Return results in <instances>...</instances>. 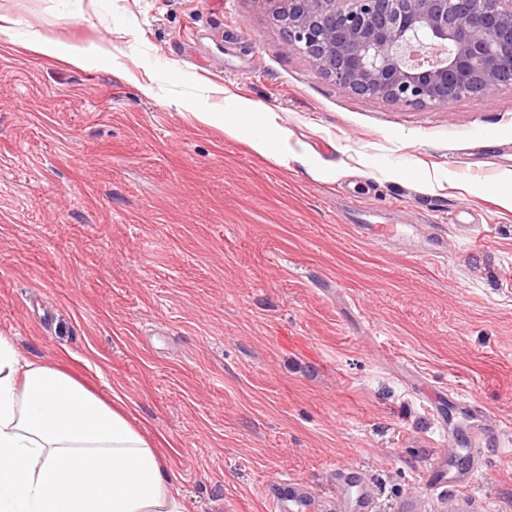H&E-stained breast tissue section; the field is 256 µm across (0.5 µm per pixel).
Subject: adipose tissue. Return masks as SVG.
Listing matches in <instances>:
<instances>
[{"mask_svg":"<svg viewBox=\"0 0 512 512\" xmlns=\"http://www.w3.org/2000/svg\"><path fill=\"white\" fill-rule=\"evenodd\" d=\"M246 132L252 150L280 155L281 130L248 106L201 112ZM0 512H184L153 441L60 368L22 359L0 336Z\"/></svg>","mask_w":512,"mask_h":512,"instance_id":"ef3b65f1","label":"adipose tissue"}]
</instances>
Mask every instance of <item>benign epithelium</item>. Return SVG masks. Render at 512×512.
I'll use <instances>...</instances> for the list:
<instances>
[{"label":"benign epithelium","instance_id":"7a95c632","mask_svg":"<svg viewBox=\"0 0 512 512\" xmlns=\"http://www.w3.org/2000/svg\"><path fill=\"white\" fill-rule=\"evenodd\" d=\"M286 48L357 96L431 108L512 88V0H266Z\"/></svg>","mask_w":512,"mask_h":512}]
</instances>
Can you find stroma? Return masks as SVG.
<instances>
[{"instance_id": "stroma-1", "label": "stroma", "mask_w": 512, "mask_h": 512, "mask_svg": "<svg viewBox=\"0 0 512 512\" xmlns=\"http://www.w3.org/2000/svg\"><path fill=\"white\" fill-rule=\"evenodd\" d=\"M285 40L265 0H0V336L120 397L185 512H356L341 465L373 512H512V89L368 100ZM242 100L280 157L196 118ZM454 393L501 437L466 495L429 486ZM353 212L360 217L355 223V231L378 244L388 243L397 236L404 234L403 231L394 228L392 224H371V221L366 218L365 211L360 208L354 207Z\"/></svg>"}]
</instances>
